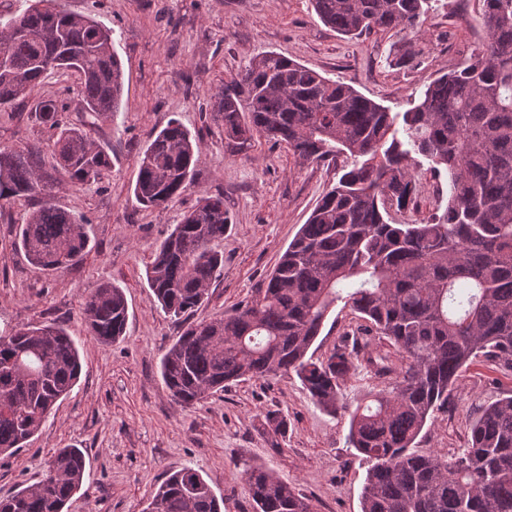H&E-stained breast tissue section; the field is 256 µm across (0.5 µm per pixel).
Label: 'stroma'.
Returning a JSON list of instances; mask_svg holds the SVG:
<instances>
[{"label":"stroma","mask_w":512,"mask_h":512,"mask_svg":"<svg viewBox=\"0 0 512 512\" xmlns=\"http://www.w3.org/2000/svg\"><path fill=\"white\" fill-rule=\"evenodd\" d=\"M112 31L124 70V96L93 138L110 150L112 171L100 184L71 185L51 159L48 135L32 111L36 99L64 100L71 123L80 112L75 77L48 73L32 97L0 112V149L30 154L56 203L89 219L91 243L76 265L50 275L14 249L18 227L45 199L42 192L0 209V333L41 321L63 324L82 372L25 448L0 455V498L39 482L54 452L86 456L81 488L68 512H141L172 471L190 467L224 499V512H254L243 469L264 463L311 500L315 512H361L368 465L347 442L349 409L369 389L351 372L340 390L344 409L324 412L292 374L232 383L190 408L175 404L161 377V358L183 330L159 307L147 281L153 250L198 201L223 194L231 223L218 248L224 269L192 315L208 321L254 296L320 195L337 181L334 165L300 163L286 145L255 138L227 143L211 96L256 57L273 51L347 84L393 112L448 71L458 51L481 44L483 0H429L417 33L370 32L353 38L325 26L309 0H62ZM418 55L403 60L405 42ZM178 119L200 138L201 160L187 191L165 207L147 208L133 194L138 161L152 133ZM424 184L417 208L398 222L428 217L448 202L447 178L417 158ZM126 297V332L102 343L86 333L83 303L103 282ZM512 394V374L482 361L468 367L445 410L435 412L421 451H455L484 407ZM286 419L285 434L266 426Z\"/></svg>","instance_id":"stroma-1"}]
</instances>
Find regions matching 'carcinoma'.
<instances>
[{
	"instance_id": "1",
	"label": "carcinoma",
	"mask_w": 512,
	"mask_h": 512,
	"mask_svg": "<svg viewBox=\"0 0 512 512\" xmlns=\"http://www.w3.org/2000/svg\"><path fill=\"white\" fill-rule=\"evenodd\" d=\"M428 0H311L316 16L344 36L414 31ZM484 42L460 52L413 106L389 112L350 86L276 52L253 60L212 95L224 137L243 145L285 143L302 162L352 160L326 190L257 296L233 313L191 323L161 359L172 400L183 408L242 379L295 374L312 400L334 414L341 383L360 368L370 389L351 411L347 441L369 463L361 512H512V395L486 407L465 447L422 453L417 438L463 370L483 357L512 371V0H483ZM0 29V111L32 95L54 70L77 75L92 121L120 110L124 75L112 31L94 18L35 0ZM52 158L72 184L98 183L112 169L85 126L66 123L68 105L37 101ZM448 177L442 213L398 224L422 191L415 156ZM201 149L178 120L148 142L133 188L146 207L182 195ZM43 190L35 166L0 149V202ZM230 219L224 197L186 212L153 251L149 287L179 320L204 300L224 270ZM90 243L87 220L46 201L20 226L17 248L34 268L75 264ZM350 307L364 329L345 333L322 358L309 354L332 307ZM87 334L123 336L121 288L104 283L86 298ZM82 366L67 330L53 322L0 335V455L24 447ZM86 471L83 451L59 449L38 483L0 499V512H64ZM244 480L256 512H314L311 501L264 464ZM195 469L172 472L142 512H222Z\"/></svg>"
}]
</instances>
